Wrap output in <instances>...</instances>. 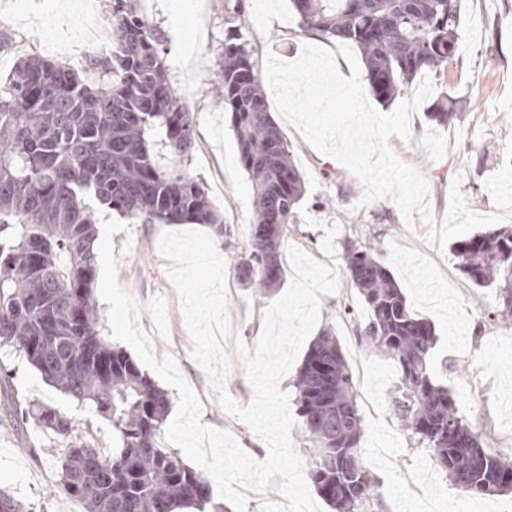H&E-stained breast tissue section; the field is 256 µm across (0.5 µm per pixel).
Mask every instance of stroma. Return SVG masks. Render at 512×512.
Masks as SVG:
<instances>
[{"instance_id":"stroma-1","label":"stroma","mask_w":512,"mask_h":512,"mask_svg":"<svg viewBox=\"0 0 512 512\" xmlns=\"http://www.w3.org/2000/svg\"><path fill=\"white\" fill-rule=\"evenodd\" d=\"M236 0H133L138 11L157 31L166 58L167 74L182 101L196 117L191 175L202 184L225 223L237 226L234 239L217 241L226 260V296L232 336L225 349L230 370L227 390L242 406L253 398L237 342L255 346L257 328L271 301L289 286L282 279L268 297H256L242 286L235 266L248 244L253 215V189L239 161L230 115L215 97L224 64L225 6ZM241 29L256 66H263L267 51L295 59L311 36L299 28L291 0H243ZM83 0H0V80L8 78L18 62L36 55L79 66L83 43ZM459 56L442 77L434 78L436 96L452 95L461 109L459 120L441 126L431 121L430 102L412 115L411 141L391 137L388 146L402 162L425 177L428 202L435 218H443L455 175H462L461 190L470 210L486 215L495 205L485 187L506 159L512 139V0H461ZM279 128L292 151L305 184L303 210L295 214L284 245L296 246L318 261L322 251V223L337 224L335 257L343 259L347 246L372 243L379 261L402 289L416 315L426 319L437 337L433 369L438 383L448 386L460 413L484 447L512 462V319L489 320L496 291L471 284L456 267L450 250L427 244L422 223L406 227L392 200L381 198L359 207L360 182L332 157L305 142L286 121ZM165 227L129 222L127 231L113 236L119 283L139 303L152 297L166 302L169 342H156V355L171 353L180 372L198 395L208 396L202 422L229 431L254 459L267 449L244 423L228 415L210 399L206 373L191 356L192 341L179 297L167 275L168 261L158 250ZM367 320L360 295L348 277H341L337 292L322 296L321 317L314 336L332 333L349 368H362L354 386L363 419L360 445L385 446L393 456H363L376 480L373 512H419L423 498L436 499L441 512H498L502 498L459 496L450 478L437 467L420 468L429 459L402 425L391 407L373 414L369 396L389 391L396 379L390 359L375 352L358 336ZM0 367L11 373L0 382V489L13 495L26 512H83L57 487L59 457L56 437L36 428L16 430L4 404L18 395L35 403L90 421L100 446L112 447V432L105 421L89 417L76 402L42 379L10 349L0 350Z\"/></svg>"}]
</instances>
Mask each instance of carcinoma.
I'll list each match as a JSON object with an SVG mask.
<instances>
[{
    "label": "carcinoma",
    "instance_id": "1",
    "mask_svg": "<svg viewBox=\"0 0 512 512\" xmlns=\"http://www.w3.org/2000/svg\"><path fill=\"white\" fill-rule=\"evenodd\" d=\"M460 0H293L299 27L359 50L365 80L392 101L424 73L443 74L459 51ZM225 21L224 72L216 94L231 113L240 160L255 198L239 281L256 295L285 275L282 240L304 182L274 124L261 77L240 32ZM114 50L87 52L78 69L22 60L0 84V349L30 364L50 386L108 422L109 455L75 418L44 404L11 400L17 428L33 424L65 444L57 488L84 512H216L205 479L178 452L157 444L168 393L102 336L92 285L99 208L145 224H208L234 236L203 187L185 169L193 115L167 78L160 38L131 0H112ZM457 101L438 99L429 118L446 125ZM162 134L171 165L152 137ZM460 272L497 291L491 319L512 317V227L451 246ZM367 322L360 330L398 377L389 402L404 427L465 496L512 493V462L487 451L459 414L430 361L434 330L413 314L372 247L343 258ZM298 410L310 440L308 474L336 512H368L374 480L358 444L362 417L351 371L336 338L319 337L296 377Z\"/></svg>",
    "mask_w": 512,
    "mask_h": 512
}]
</instances>
